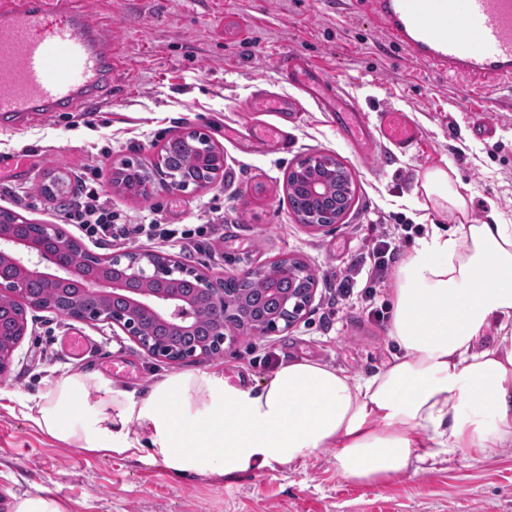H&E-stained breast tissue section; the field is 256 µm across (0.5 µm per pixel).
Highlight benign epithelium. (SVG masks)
I'll return each instance as SVG.
<instances>
[{"label": "benign epithelium", "instance_id": "7a95c632", "mask_svg": "<svg viewBox=\"0 0 512 512\" xmlns=\"http://www.w3.org/2000/svg\"><path fill=\"white\" fill-rule=\"evenodd\" d=\"M181 138L202 154L213 157L217 169L224 155L198 131ZM332 164L323 156L301 160L294 172L305 175L307 190L323 194L322 168ZM192 179L154 168L138 187L146 198L159 190L185 191ZM353 184L347 185L330 210L307 219L311 227L337 224L349 208ZM77 242L58 224H30L18 217L0 224V377L9 373L17 349L27 332V309L67 308V318L119 327L149 355L171 363L205 359L236 342L240 330L239 296L219 279L185 267L169 255L128 249L103 257L105 265L92 260L77 264L71 254ZM231 279L251 285L253 301L263 321L253 323L249 334L262 336L285 331L305 314L315 293V279L302 262L288 257L250 268ZM292 287L282 288L283 282ZM206 306L212 314L207 325L199 324L194 311ZM205 337L199 344L177 345L174 336Z\"/></svg>", "mask_w": 512, "mask_h": 512}]
</instances>
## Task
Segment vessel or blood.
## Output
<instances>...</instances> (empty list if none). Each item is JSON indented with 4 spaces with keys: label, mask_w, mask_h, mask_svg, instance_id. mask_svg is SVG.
<instances>
[{
    "label": "vessel or blood",
    "mask_w": 512,
    "mask_h": 512,
    "mask_svg": "<svg viewBox=\"0 0 512 512\" xmlns=\"http://www.w3.org/2000/svg\"><path fill=\"white\" fill-rule=\"evenodd\" d=\"M391 41L415 59L465 76L468 90L492 96L512 80V0H373ZM112 40L90 24L79 0H0V128L28 113L89 110L112 88ZM289 84L329 113L357 148L375 142L405 154L422 131L393 108L366 114L304 56L282 63ZM272 104L296 112L295 98L255 88L251 112Z\"/></svg>",
    "instance_id": "obj_1"
}]
</instances>
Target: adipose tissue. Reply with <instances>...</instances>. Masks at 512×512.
Segmentation results:
<instances>
[{
    "mask_svg": "<svg viewBox=\"0 0 512 512\" xmlns=\"http://www.w3.org/2000/svg\"><path fill=\"white\" fill-rule=\"evenodd\" d=\"M415 190L463 222L430 225L398 264L386 368L353 378L299 361L252 387L176 372L144 396L71 372L21 399L25 418L73 448L229 479L326 448L339 475L366 485L441 456L496 455L512 445V224L466 221L445 169Z\"/></svg>",
    "mask_w": 512,
    "mask_h": 512,
    "instance_id": "adipose-tissue-1",
    "label": "adipose tissue"
}]
</instances>
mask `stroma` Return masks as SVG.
Masks as SVG:
<instances>
[{"label":"stroma","mask_w":512,"mask_h":512,"mask_svg":"<svg viewBox=\"0 0 512 512\" xmlns=\"http://www.w3.org/2000/svg\"><path fill=\"white\" fill-rule=\"evenodd\" d=\"M91 20L108 18L124 65L122 84L91 111L31 115L18 129L0 130V210L35 224H64L62 200L40 187L63 174L69 194L92 178L119 222L198 225L215 216L213 239L195 246L136 237L129 245L175 256L213 277L266 265L281 257L303 262L316 278L307 314L289 330L239 336L213 360L174 365L149 356L119 328L72 321L48 309L27 314L28 331L9 376L0 380V512L13 495L52 490L70 512H512V447L485 459L459 455L413 464L384 486L344 480L325 449L304 464L262 469L227 480L181 477L162 462L89 454L61 446L24 419L18 398L33 396L68 372H95L139 395L177 370L223 373L237 386L269 378L283 364L316 361L353 377L392 359L389 318L361 304L327 307L328 286L370 246L377 224L395 219L455 228L448 214L414 195L419 174L457 173L477 222L512 221V87L494 97L467 93L462 79L437 73L390 45L368 15L366 0H81ZM306 56L367 114L405 111L422 130L408 155L379 144L357 151L330 116L303 101L289 117L249 112L255 87L295 95L278 59ZM487 118L496 134L473 131ZM287 124L288 150L273 152L251 131ZM193 128L224 154L216 184L181 193L135 198L112 186L125 160L155 161L170 137ZM311 155H329L350 171L355 194L339 224H300L290 208L286 177ZM25 192L26 201L15 199ZM66 232L87 252L110 253L73 225ZM88 336L93 350L77 359L63 345L69 333Z\"/></svg>","instance_id":"stroma-1"}]
</instances>
